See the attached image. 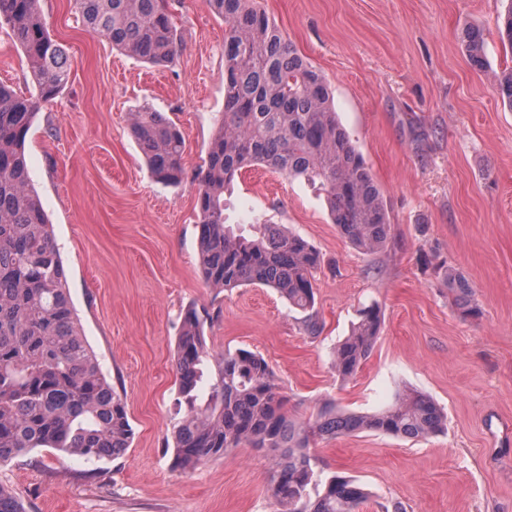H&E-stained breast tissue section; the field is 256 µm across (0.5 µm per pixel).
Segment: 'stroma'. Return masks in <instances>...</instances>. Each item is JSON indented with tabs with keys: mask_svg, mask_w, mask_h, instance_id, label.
<instances>
[{
	"mask_svg": "<svg viewBox=\"0 0 512 512\" xmlns=\"http://www.w3.org/2000/svg\"><path fill=\"white\" fill-rule=\"evenodd\" d=\"M172 2L178 55L154 66L88 33L71 0H40L71 75L28 134L32 182L133 439L95 463L38 448L0 466V482L26 512H276L274 452L243 446L191 471L172 466V360L193 307L209 314L211 353L264 357L296 420L327 399L370 414L406 389L443 410L444 432L425 439L364 431L319 444L329 470L368 490L361 512H512V109L497 93L512 68L497 34L507 0H254L327 80L391 223L386 248L369 253L340 236L304 180L254 167L225 191L224 218L243 234L280 224L319 251L315 335L275 289L204 284L196 175L224 119L225 24L205 0ZM470 28L486 37L479 66L462 43ZM144 109L183 134L181 184L147 169L131 132ZM451 268L479 316L460 314ZM369 305L382 311L380 335L341 381L332 352Z\"/></svg>",
	"mask_w": 512,
	"mask_h": 512,
	"instance_id": "1",
	"label": "stroma"
}]
</instances>
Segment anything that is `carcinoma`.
Segmentation results:
<instances>
[{"mask_svg":"<svg viewBox=\"0 0 512 512\" xmlns=\"http://www.w3.org/2000/svg\"><path fill=\"white\" fill-rule=\"evenodd\" d=\"M224 31V121L213 135L198 177L199 264L213 288L260 285L275 289L318 331L314 281L319 252L278 224L252 239L224 224V189L242 171L260 165L303 179L324 193L332 222L357 249L378 252L391 224L381 191L349 134L336 119L322 74L287 42L252 0H206ZM87 31L155 65L175 60L176 28L169 0H73ZM22 51L29 83L23 91L0 84V466L36 448L88 462L122 455L133 429L126 405L103 373L73 306L67 271L40 197L31 183L26 140L42 108L69 82L64 48L52 39L39 0H0V27ZM469 59L482 64L485 37L468 29ZM498 95L512 109V69ZM132 133L151 174L177 184L184 139L160 112L135 113ZM463 316L479 314L472 290L448 274ZM205 319L194 307L176 341V417L173 466L189 470L247 445L277 453L269 497L277 512H361L369 492L319 468L312 444L378 431L411 439L443 431L442 410L409 390L374 414L346 413L330 400L304 422L288 416L286 399L267 361L238 350L211 354ZM382 324L376 305L336 347L332 367L343 381L370 357ZM0 512H25L11 487L0 483Z\"/></svg>","mask_w":512,"mask_h":512,"instance_id":"cac0c4a2","label":"carcinoma"}]
</instances>
